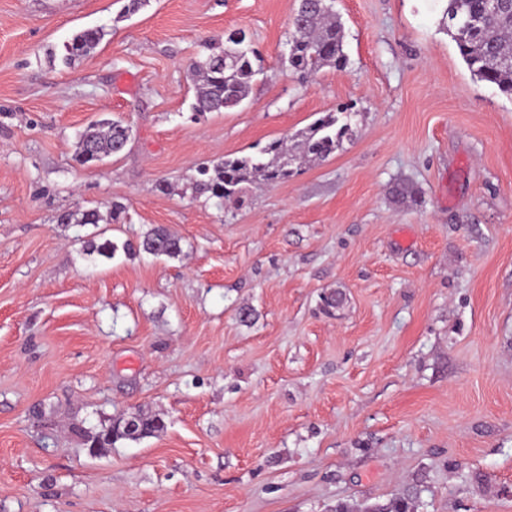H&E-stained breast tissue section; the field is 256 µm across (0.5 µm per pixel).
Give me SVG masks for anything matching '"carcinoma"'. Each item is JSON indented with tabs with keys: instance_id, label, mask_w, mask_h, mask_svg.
Returning a JSON list of instances; mask_svg holds the SVG:
<instances>
[{
	"instance_id": "obj_1",
	"label": "carcinoma",
	"mask_w": 512,
	"mask_h": 512,
	"mask_svg": "<svg viewBox=\"0 0 512 512\" xmlns=\"http://www.w3.org/2000/svg\"><path fill=\"white\" fill-rule=\"evenodd\" d=\"M442 23L456 44L459 55L474 78L498 88L512 98V0H447ZM105 36L104 28H87L65 44L63 63L71 64L92 52ZM344 29L325 0H305L300 16L293 24L289 41L291 58L288 68L303 76L317 74L325 67L344 69L348 58L344 51ZM207 53L191 64L197 77L193 111L224 112L239 106L248 96L259 73L261 56L255 51L228 55L230 40L205 44ZM353 113L343 108L329 112L296 134V152H288L286 138L271 140L254 155L225 158L198 169L197 187L224 200L241 193L254 181L276 184L288 180L293 166L303 159L325 160L336 153L343 140L353 135ZM126 135L121 120L104 119L88 126L77 143L76 158L82 164L100 162L120 153ZM138 249L153 256L175 257L181 252L180 240L163 228L146 234ZM117 247L110 241L87 242L85 252L111 259ZM416 504L406 499L386 505L351 506L340 504L336 512H414Z\"/></svg>"
}]
</instances>
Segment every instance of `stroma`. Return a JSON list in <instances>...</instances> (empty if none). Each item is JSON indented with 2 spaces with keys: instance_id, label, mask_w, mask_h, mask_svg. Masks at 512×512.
I'll return each instance as SVG.
<instances>
[{
  "instance_id": "35a3bbf8",
  "label": "stroma",
  "mask_w": 512,
  "mask_h": 512,
  "mask_svg": "<svg viewBox=\"0 0 512 512\" xmlns=\"http://www.w3.org/2000/svg\"><path fill=\"white\" fill-rule=\"evenodd\" d=\"M129 3L0 0V512H512V98L441 0H335L348 65L307 79L281 63L298 0ZM239 30L262 74L193 119L192 60ZM345 106L328 159L240 204L198 190ZM102 119L131 138L81 166ZM157 227L178 257L123 251ZM132 411L163 431L90 455ZM104 36L105 31L101 27L87 28L75 34L64 45L63 63L70 65L76 59L88 55L99 45ZM415 501L409 502L406 499L392 501L386 505H360L351 506L347 504H340L336 506V512H414L417 507Z\"/></svg>"
}]
</instances>
